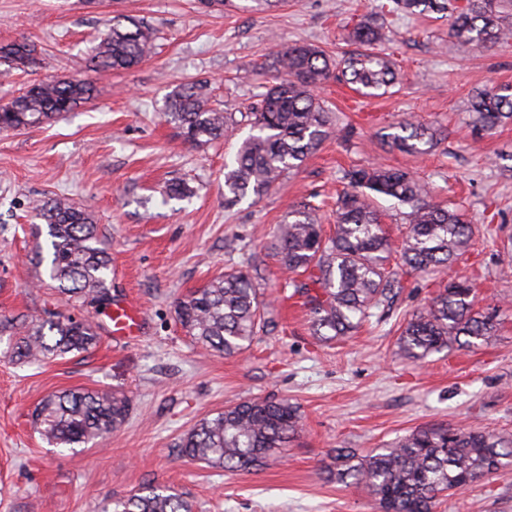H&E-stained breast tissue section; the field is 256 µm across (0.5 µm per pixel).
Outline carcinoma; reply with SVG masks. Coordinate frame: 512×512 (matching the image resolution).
Wrapping results in <instances>:
<instances>
[{"instance_id":"obj_1","label":"carcinoma","mask_w":512,"mask_h":512,"mask_svg":"<svg viewBox=\"0 0 512 512\" xmlns=\"http://www.w3.org/2000/svg\"><path fill=\"white\" fill-rule=\"evenodd\" d=\"M395 9L410 15L449 13V35L465 49H489L512 41V0H393ZM348 39L363 50L335 60L314 44H280L271 54L275 82L267 87L241 121L252 134L225 166L224 201L233 206L251 196L260 200L331 133V113L314 88L339 71L358 92L388 90L397 80L390 57L376 52L382 26L363 18ZM155 31L130 17L107 24L90 60L91 70L128 71L154 47ZM36 45L26 39L0 44V60L29 68ZM93 83L85 77L35 80L0 103V131H17L50 122L92 99ZM474 140L512 121V89H484L469 101ZM165 117L184 141L204 146L233 132L235 114L214 108L205 85L186 84L173 91ZM398 132L387 134L398 149L422 154L436 142L431 126L406 119ZM342 179L347 189L336 198V229L322 233L316 208L305 205L288 214L275 236L281 264L307 281L288 285L308 295L313 335L333 342L352 335L363 322L384 310L401 288L390 259L412 271L439 273L468 250L472 225L463 214L433 201L428 186L407 171L384 167H353ZM381 200H392L407 225L400 248L392 249L383 231ZM34 225L37 237L47 236L48 267L54 289L65 301L100 311L112 304L108 275L112 254L103 245L98 225L88 210L62 197L46 201ZM318 286L309 294V284ZM263 302L253 278L230 270L189 291L174 304L176 320L204 347L226 355L246 350L267 330ZM99 326L70 315L18 324L0 319V335L15 337L13 356L25 363L86 352L99 340ZM494 313L476 308V288L457 279L412 314L399 337L401 356L410 362L454 346L484 344L497 335ZM130 412L125 395L84 388L65 389L43 398L32 413L41 436L57 447L87 445L122 425ZM298 405L284 399L243 400L199 420L179 441L181 455L210 468L249 470L263 467L279 448L288 446L301 427ZM327 467L336 481L364 487L380 512H433L439 496L462 490L477 479L512 465V435L479 428L430 425L417 428L386 448L359 457L336 448ZM112 512H193V504L170 485L157 484L113 502Z\"/></svg>"}]
</instances>
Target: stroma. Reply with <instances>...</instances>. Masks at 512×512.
Returning <instances> with one entry per match:
<instances>
[{
  "instance_id": "1",
  "label": "stroma",
  "mask_w": 512,
  "mask_h": 512,
  "mask_svg": "<svg viewBox=\"0 0 512 512\" xmlns=\"http://www.w3.org/2000/svg\"><path fill=\"white\" fill-rule=\"evenodd\" d=\"M391 0H0V43L28 39L39 63L22 72L0 60V100L45 77L89 73L93 101L57 120L0 132V317L46 312L85 316L99 326L96 348L40 365H21L0 342V512H104L147 484L174 486L194 512H379L363 488L330 479L334 448L364 456L415 428L444 424L512 433V122L473 141L467 101L478 89L512 87V44L462 49L449 21L389 14ZM385 19L381 48L398 81L365 96L328 81L319 93L336 133L259 201L224 203V165L250 128L196 148L163 118L177 86L207 83L214 106L240 113L264 91L259 68L275 41L315 44L329 55L355 52L344 35L363 15ZM143 19L159 32L150 57L126 72H90L88 57L106 20ZM438 128L424 155L393 149L386 136L402 119ZM381 164L406 169L436 200L473 226L453 274L475 279L479 308L498 307L490 342L445 349L418 363L398 354L409 315L440 287L408 272L383 317L343 342L312 334L304 296L282 298L286 279L271 247L278 224L303 202L318 206L332 232L344 169ZM173 181L190 197L163 201ZM89 209L123 277L112 294L146 318L139 341H112L107 315L71 306L33 260L30 225L48 198ZM247 269L264 291L270 332L244 354L197 347L177 323L174 302L189 290ZM128 396L126 422L74 449L44 441L31 423L39 401L63 388ZM285 398L303 420L291 447L259 469L230 471L178 454L181 434L203 417L245 399ZM435 512H512V468L443 499Z\"/></svg>"
}]
</instances>
